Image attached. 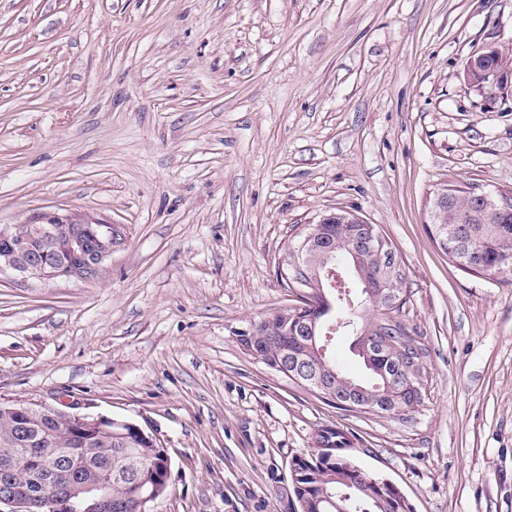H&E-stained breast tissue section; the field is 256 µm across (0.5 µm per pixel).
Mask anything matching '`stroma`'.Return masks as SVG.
I'll return each mask as SVG.
<instances>
[{
  "label": "stroma",
  "mask_w": 512,
  "mask_h": 512,
  "mask_svg": "<svg viewBox=\"0 0 512 512\" xmlns=\"http://www.w3.org/2000/svg\"><path fill=\"white\" fill-rule=\"evenodd\" d=\"M512 0H0V225H123L90 279L0 276V403L132 422L170 461L147 512H292L326 426L413 512H512V275L452 263L445 184L512 188ZM403 260L425 357L412 419L350 413L238 333L297 305L278 264L326 211ZM507 53L497 48H489L481 55H471L465 61L463 70L466 74V83L476 91L492 94L512 93V70L505 67L487 66L488 64H499L500 55L505 56ZM492 57L490 59H487ZM499 59H494L498 58ZM487 61H486V60ZM470 75V77H469ZM476 78V79H475ZM503 88V89H502Z\"/></svg>",
  "instance_id": "35a3bbf8"
}]
</instances>
